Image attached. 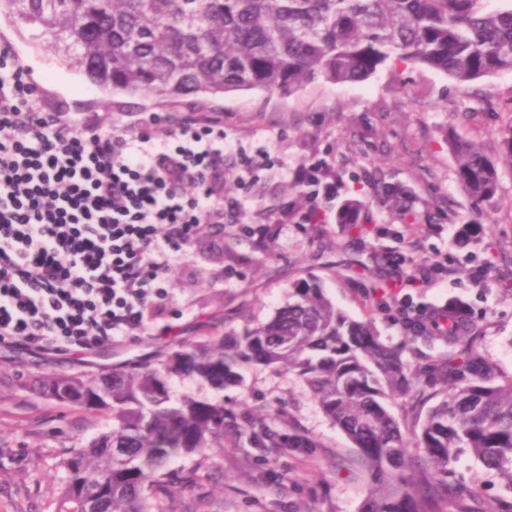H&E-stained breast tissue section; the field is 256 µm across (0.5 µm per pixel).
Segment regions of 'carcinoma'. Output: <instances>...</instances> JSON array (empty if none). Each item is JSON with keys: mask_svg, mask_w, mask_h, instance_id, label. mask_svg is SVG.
<instances>
[{"mask_svg": "<svg viewBox=\"0 0 512 512\" xmlns=\"http://www.w3.org/2000/svg\"><path fill=\"white\" fill-rule=\"evenodd\" d=\"M38 26L66 62L116 95L176 100L260 89L291 94L322 80L362 81L388 61L409 62L466 83L512 72V0H0ZM459 180L474 201L493 197L497 172L474 144L450 143ZM464 307L448 309L438 336L448 352L419 368L402 361L372 323L336 310L316 283L298 282L268 321L161 353L150 366L97 376L48 375L57 400L106 414L111 425L64 461V512H166L179 455L243 439L261 448H311L282 411L224 405L244 368L298 379L358 449L371 487L363 512H490L478 491L449 480L448 460L466 449L512 486V380L489 385L469 343ZM208 386L202 399L172 397L171 380ZM441 401L423 411L430 393ZM407 403L403 420L390 405ZM414 428L412 456L402 424ZM112 461V486L97 487Z\"/></svg>", "mask_w": 512, "mask_h": 512, "instance_id": "1", "label": "carcinoma"}]
</instances>
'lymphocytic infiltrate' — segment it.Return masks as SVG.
<instances>
[{"label": "lymphocytic infiltrate", "instance_id": "lymphocytic-infiltrate-1", "mask_svg": "<svg viewBox=\"0 0 512 512\" xmlns=\"http://www.w3.org/2000/svg\"><path fill=\"white\" fill-rule=\"evenodd\" d=\"M0 347L36 356L95 353L146 330L159 296L194 241L224 221V123L186 115L171 142L150 131L74 128L62 113L33 111L35 87L0 58ZM297 213L265 216L259 237L282 224H319L341 183L324 158L299 162ZM201 185L184 197V184Z\"/></svg>", "mask_w": 512, "mask_h": 512}]
</instances>
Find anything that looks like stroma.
<instances>
[{"label":"stroma","mask_w":512,"mask_h":512,"mask_svg":"<svg viewBox=\"0 0 512 512\" xmlns=\"http://www.w3.org/2000/svg\"><path fill=\"white\" fill-rule=\"evenodd\" d=\"M24 67L38 89L39 112L64 113L72 123L105 130L161 135L178 117L201 112L224 119V196L237 209L225 213L223 236L198 240L168 285L165 301L145 334L103 345L82 364L41 361L0 349V512H58L70 451L84 447L105 425L100 412L44 395L40 377L97 375L113 367L154 362L180 343L240 333L268 321L298 281L320 284L337 310L371 321L380 340L419 366L446 349L436 337L410 340L396 311L376 309L374 284L384 283L383 257L400 252L405 269L438 262L445 271L413 289L415 304L467 303L492 383L512 378V162L502 133L512 128V72L461 84L419 65H386L367 80L336 85L317 81L293 94L263 90L188 95L177 101L116 96L70 68L40 29L0 14V53ZM473 142L495 164L498 190L474 202L461 184L449 148ZM267 150L276 167L245 171L242 160ZM331 160L344 182L324 203L322 224H284L264 240L244 234L283 204L303 206L287 170L301 159ZM405 190L392 199L388 186ZM366 204L364 221L340 224L344 203ZM464 224L481 229L466 246L454 241ZM489 267L487 283L473 284L468 267ZM241 385L225 389V403L262 410L286 408L280 434L296 426L310 448L280 453L250 442L198 456H178L173 469L199 470L200 480L173 488L170 512H361L368 476L359 452L290 374L244 371ZM449 468L475 485L487 507L512 500V487L485 470L467 450Z\"/></svg>","instance_id":"obj_1"}]
</instances>
